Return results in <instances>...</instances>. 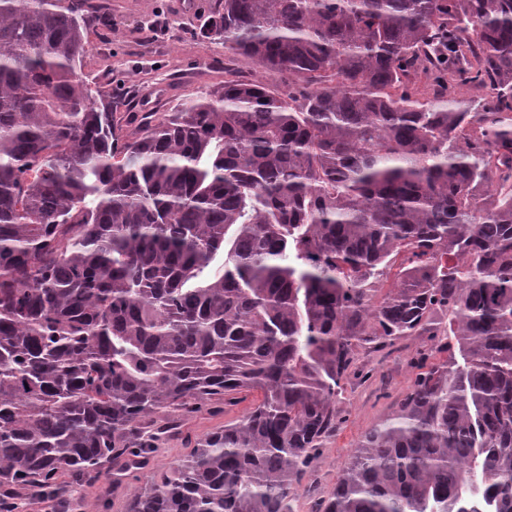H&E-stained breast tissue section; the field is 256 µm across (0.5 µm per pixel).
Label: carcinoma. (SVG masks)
Masks as SVG:
<instances>
[{
	"label": "carcinoma",
	"instance_id": "obj_1",
	"mask_svg": "<svg viewBox=\"0 0 512 512\" xmlns=\"http://www.w3.org/2000/svg\"><path fill=\"white\" fill-rule=\"evenodd\" d=\"M92 0H0V512L137 468L144 422L243 418L126 512H294L358 350L436 336L311 512H512V0H224L294 77L132 116Z\"/></svg>",
	"mask_w": 512,
	"mask_h": 512
}]
</instances>
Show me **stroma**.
I'll return each instance as SVG.
<instances>
[{
	"mask_svg": "<svg viewBox=\"0 0 512 512\" xmlns=\"http://www.w3.org/2000/svg\"><path fill=\"white\" fill-rule=\"evenodd\" d=\"M97 0L106 16L91 24V45L83 57L82 74L111 97L122 112H173L190 98L223 85L229 75L263 79L254 64L238 59L217 40L197 34L200 23L219 0ZM433 344L412 336L381 351L359 353L358 373L346 384L337 404L339 428L326 438L300 479L294 512H311L346 468L362 435L386 418L410 391L417 360ZM255 402L240 393L232 400L184 413L174 430L163 435L137 470L111 466L109 474L91 484H72L75 512L102 505V512H126L130 496L151 476L186 459L206 433L237 422Z\"/></svg>",
	"mask_w": 512,
	"mask_h": 512,
	"instance_id": "35a3bbf8",
	"label": "stroma"
}]
</instances>
